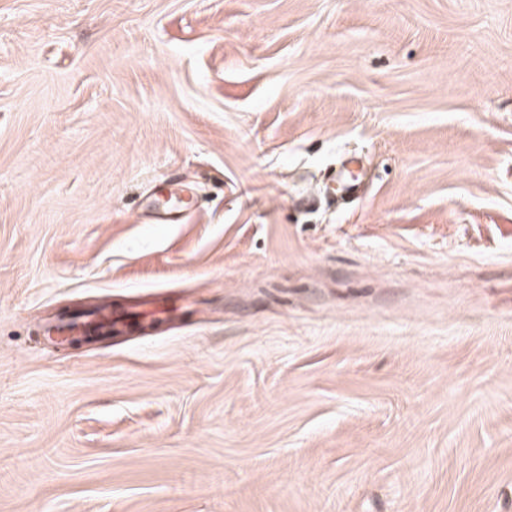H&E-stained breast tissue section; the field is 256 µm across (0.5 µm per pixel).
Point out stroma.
I'll list each match as a JSON object with an SVG mask.
<instances>
[{
	"label": "stroma",
	"instance_id": "35a3bbf8",
	"mask_svg": "<svg viewBox=\"0 0 512 512\" xmlns=\"http://www.w3.org/2000/svg\"><path fill=\"white\" fill-rule=\"evenodd\" d=\"M0 512H512V0H0ZM47 333L49 334L48 339L51 342L57 343L59 341V337H61V342L67 341L70 345L90 343L104 337L98 333L95 326L86 324L67 327L51 326L47 329ZM66 333L68 335H62Z\"/></svg>",
	"mask_w": 512,
	"mask_h": 512
}]
</instances>
